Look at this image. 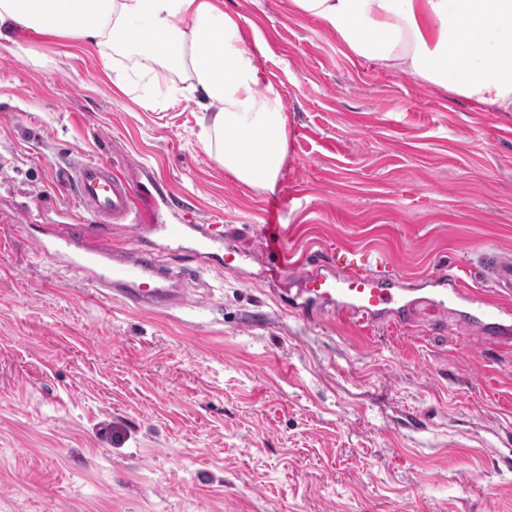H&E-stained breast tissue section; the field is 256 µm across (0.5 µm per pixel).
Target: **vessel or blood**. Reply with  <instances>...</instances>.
Instances as JSON below:
<instances>
[{
  "label": "vessel or blood",
  "instance_id": "vessel-or-blood-1",
  "mask_svg": "<svg viewBox=\"0 0 512 512\" xmlns=\"http://www.w3.org/2000/svg\"><path fill=\"white\" fill-rule=\"evenodd\" d=\"M64 184L72 190L80 214L92 224H110L118 229L157 224L171 244L179 246L194 222L190 212L178 209L162 179L154 177L146 183L133 180L115 173L102 159L74 155ZM79 235V225L60 224L45 236L34 238L33 244L38 256L50 260L59 272L89 282L103 294L153 312L176 305L168 287L170 275L156 263L152 249L130 251L102 241L86 243L77 253L73 247ZM265 261L279 270H292L294 286L288 291L287 306L310 321L331 310L359 326H394L416 303L411 289L398 287L387 276L386 263L381 259L367 268L353 259L335 267L293 263L275 242ZM480 263L492 292L469 288L458 273L443 268L425 277L423 284L431 301L444 308L469 307L472 324L486 330L500 327L504 318L512 315L502 304L512 296V257L489 251L481 255Z\"/></svg>",
  "mask_w": 512,
  "mask_h": 512
}]
</instances>
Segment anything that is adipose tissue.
<instances>
[{
    "label": "adipose tissue",
    "instance_id": "1",
    "mask_svg": "<svg viewBox=\"0 0 512 512\" xmlns=\"http://www.w3.org/2000/svg\"><path fill=\"white\" fill-rule=\"evenodd\" d=\"M354 57L495 112L512 113V0H292ZM57 37L95 46L112 82L183 76L198 141L244 184L274 190L288 151L281 99L223 0H0V44ZM132 59L131 70L116 58Z\"/></svg>",
    "mask_w": 512,
    "mask_h": 512
}]
</instances>
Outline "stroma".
I'll use <instances>...</instances> for the list:
<instances>
[{
  "label": "stroma",
  "mask_w": 512,
  "mask_h": 512,
  "mask_svg": "<svg viewBox=\"0 0 512 512\" xmlns=\"http://www.w3.org/2000/svg\"><path fill=\"white\" fill-rule=\"evenodd\" d=\"M224 9L288 117L271 191L203 150L178 76L122 91L93 47L0 46V512H512L486 454L512 430V333L431 304L394 329L312 322L261 265L273 217L291 260L351 249L410 288L447 266L488 290L479 253H512V115L351 56L291 0ZM78 152L153 168L244 261L118 231L189 295L155 313L58 273L29 236L72 211Z\"/></svg>",
  "instance_id": "35a3bbf8"
}]
</instances>
